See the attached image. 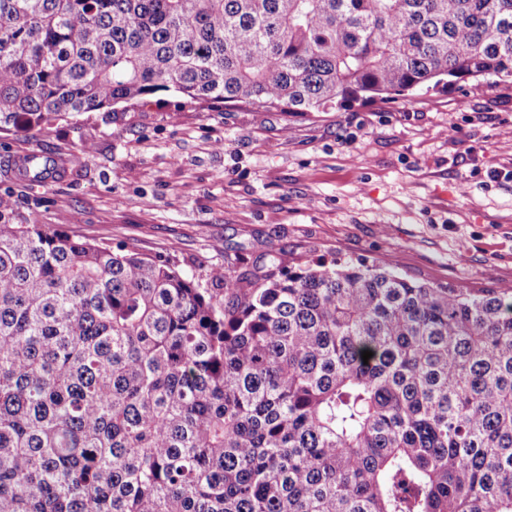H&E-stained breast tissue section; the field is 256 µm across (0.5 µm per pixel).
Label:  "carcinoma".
<instances>
[{"label":"carcinoma","instance_id":"obj_1","mask_svg":"<svg viewBox=\"0 0 512 512\" xmlns=\"http://www.w3.org/2000/svg\"><path fill=\"white\" fill-rule=\"evenodd\" d=\"M508 83L512 0H0L26 135L162 93L308 115ZM0 512H512V290L195 278L0 207Z\"/></svg>","mask_w":512,"mask_h":512}]
</instances>
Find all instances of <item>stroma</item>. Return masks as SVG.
<instances>
[{
  "instance_id": "obj_1",
  "label": "stroma",
  "mask_w": 512,
  "mask_h": 512,
  "mask_svg": "<svg viewBox=\"0 0 512 512\" xmlns=\"http://www.w3.org/2000/svg\"><path fill=\"white\" fill-rule=\"evenodd\" d=\"M94 150L79 155L83 142ZM67 174L34 185L12 159ZM512 84L456 87L319 116L177 96L0 132V195L27 223L169 257L201 276L321 256L390 261L455 288H512Z\"/></svg>"
}]
</instances>
